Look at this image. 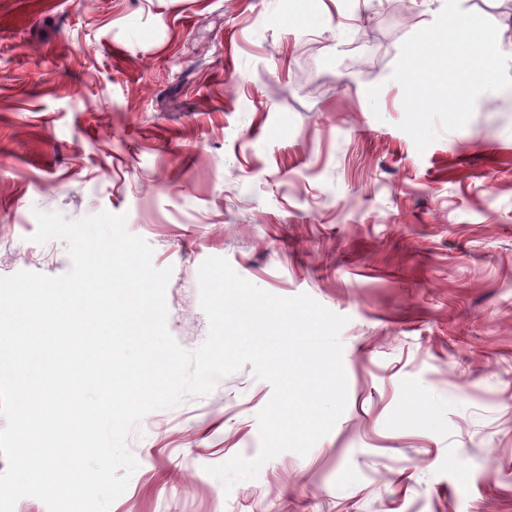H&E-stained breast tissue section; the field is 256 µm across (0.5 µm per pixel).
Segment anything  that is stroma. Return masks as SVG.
I'll use <instances>...</instances> for the list:
<instances>
[{
    "label": "stroma",
    "instance_id": "35a3bbf8",
    "mask_svg": "<svg viewBox=\"0 0 512 512\" xmlns=\"http://www.w3.org/2000/svg\"><path fill=\"white\" fill-rule=\"evenodd\" d=\"M0 0V277L71 267L35 211L123 213L209 332L210 256L345 316L348 400L307 456L260 450L251 366L147 414L110 512H512V89L425 152L391 74L444 0Z\"/></svg>",
    "mask_w": 512,
    "mask_h": 512
}]
</instances>
